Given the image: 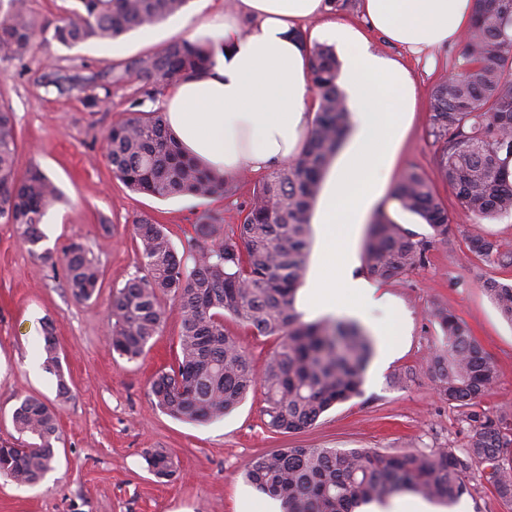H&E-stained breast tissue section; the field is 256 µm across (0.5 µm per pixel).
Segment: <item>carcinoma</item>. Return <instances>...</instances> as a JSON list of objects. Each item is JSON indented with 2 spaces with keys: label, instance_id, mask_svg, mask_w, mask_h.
<instances>
[{
  "label": "carcinoma",
  "instance_id": "1",
  "mask_svg": "<svg viewBox=\"0 0 512 512\" xmlns=\"http://www.w3.org/2000/svg\"><path fill=\"white\" fill-rule=\"evenodd\" d=\"M188 2L77 0L50 26L38 22L31 0H0V59L24 64L39 36L66 48L111 42L163 22ZM479 2L457 72L434 89L431 122L441 140L440 170L448 186L466 212L489 220L512 212V0ZM309 60L318 108L304 151L258 181L235 230L224 233L223 219L211 214L179 253L164 225L147 219L135 225L144 274L113 294L108 345L122 358H141L163 327L162 298L176 302L181 318L177 365L158 372L150 386L155 406L174 418L218 420L259 391L266 427L288 434L312 426L333 405L361 394L374 337L346 318L303 322L295 308L307 269L310 212L351 117L336 84L339 62L333 49L315 44ZM209 62L205 46L182 38L112 70L105 83L95 73L52 70L43 75V87L59 92L98 87L104 96L87 99L94 108L110 98L112 87L138 82L129 100L130 116L112 124L104 137L112 172L135 192L205 200L224 195L228 183L186 157L163 114L143 106L162 88L201 74ZM17 138L13 112L0 105V221L16 226L29 252L52 262L53 251L39 253L37 247L45 238L40 224L60 191L37 166L17 176ZM393 198L402 211L422 219L432 235L417 239L379 211L363 248L364 267L379 281L424 264L430 248L448 236V211L421 174L405 172ZM471 248L489 262L512 266V255L493 239L475 237ZM59 260L71 296L92 299L101 287V269L90 249L72 241ZM485 290L512 323V284L490 280ZM226 314L260 335L280 338L262 374L240 341L225 331ZM434 316L443 336L426 360L427 371L467 424L463 455L453 448L431 455L278 448L251 462L247 481L279 501L282 512H357L404 491L452 505L468 492V476L486 481L497 497L511 501L512 422L482 408L497 384V367L452 311L439 307ZM43 334L46 369L57 376L58 397L65 399L68 388L50 324H43ZM11 421L21 439L0 444V476L35 485L53 469L59 441L56 412L28 396L15 407ZM145 459L158 478L175 473L173 458L163 448L148 450Z\"/></svg>",
  "mask_w": 512,
  "mask_h": 512
}]
</instances>
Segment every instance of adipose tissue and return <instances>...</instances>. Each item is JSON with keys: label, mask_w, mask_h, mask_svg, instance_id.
I'll return each mask as SVG.
<instances>
[{"label": "adipose tissue", "mask_w": 512, "mask_h": 512, "mask_svg": "<svg viewBox=\"0 0 512 512\" xmlns=\"http://www.w3.org/2000/svg\"><path fill=\"white\" fill-rule=\"evenodd\" d=\"M363 9L371 29L410 56L428 58L467 31L476 0H363ZM323 13V0H232L205 23L181 24L186 39L203 42L211 56L204 73L172 84L163 101L187 155L233 179L302 153L310 132V64L295 33ZM323 29L342 61L339 86L352 127L312 218L321 253L299 299L309 317L355 315L373 302L374 287L354 273L353 234L391 184L417 108L416 86L401 61L376 53L351 26L333 20Z\"/></svg>", "instance_id": "obj_1"}]
</instances>
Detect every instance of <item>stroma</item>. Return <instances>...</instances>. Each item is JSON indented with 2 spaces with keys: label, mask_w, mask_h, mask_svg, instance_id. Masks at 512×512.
<instances>
[{
  "label": "stroma",
  "mask_w": 512,
  "mask_h": 512,
  "mask_svg": "<svg viewBox=\"0 0 512 512\" xmlns=\"http://www.w3.org/2000/svg\"><path fill=\"white\" fill-rule=\"evenodd\" d=\"M223 10L224 0H189L181 15L116 42L71 49L40 42L24 66L0 61V104L10 106L18 129L16 168L22 173L38 165L62 193L43 219V245L56 252L81 241L103 271L97 297L75 303L50 264L29 254L15 225L0 223V442L16 441L11 413L28 396L56 407L60 433L56 463L40 483L24 486L0 477V512H280L277 501L244 479L248 464L269 451L463 450L467 425L438 395L425 368L426 356L442 338L432 315L438 306L458 317L499 371L484 408L512 417V324L484 289L487 280H511L512 267L486 262L470 249L471 237L479 234L512 250V213L478 223L460 206L440 173V143L430 121L433 90L455 72L464 48L460 41L439 49L429 65L368 31L374 51L404 61L417 88V112L395 173L414 170L426 178L448 209L449 229L447 243L431 248L425 264L376 282L395 351L385 364L371 362L361 395L337 404L306 431L288 435L265 428L259 394L209 423L166 414L153 403L150 381L174 363L179 350L180 318L167 297L163 329L144 357L129 361L109 349L111 297L141 268L135 224L147 217L166 225L174 246L182 247L204 211L222 212L225 228L240 224V210L258 178L242 175L227 195L208 200L132 192L113 174L102 148L107 130L127 116L131 87L113 89L108 103L91 109L85 91L49 92L42 77L53 67L109 71L174 40L181 20L199 23ZM47 321L61 353L59 376L44 366L41 329ZM407 371V384L394 383V376ZM61 377L70 389L64 400L57 396ZM152 448L173 454L177 468L171 480L148 470L144 455Z\"/></svg>",
  "instance_id": "1"
}]
</instances>
